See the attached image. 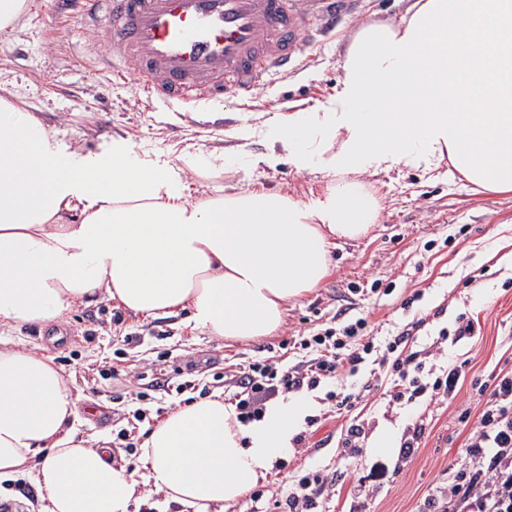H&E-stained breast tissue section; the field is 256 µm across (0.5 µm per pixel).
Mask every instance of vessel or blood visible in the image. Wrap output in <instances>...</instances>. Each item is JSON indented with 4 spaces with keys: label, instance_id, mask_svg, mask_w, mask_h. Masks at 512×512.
<instances>
[{
    "label": "vessel or blood",
    "instance_id": "1",
    "mask_svg": "<svg viewBox=\"0 0 512 512\" xmlns=\"http://www.w3.org/2000/svg\"><path fill=\"white\" fill-rule=\"evenodd\" d=\"M104 25L112 76L147 97L194 108L247 99L295 61L309 24L304 0H70Z\"/></svg>",
    "mask_w": 512,
    "mask_h": 512
}]
</instances>
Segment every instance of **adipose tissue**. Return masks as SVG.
<instances>
[{
    "label": "adipose tissue",
    "mask_w": 512,
    "mask_h": 512,
    "mask_svg": "<svg viewBox=\"0 0 512 512\" xmlns=\"http://www.w3.org/2000/svg\"><path fill=\"white\" fill-rule=\"evenodd\" d=\"M341 69L334 106L267 122L264 163L323 164L328 179L306 201L195 196L189 175L223 171V155L177 166L119 137L69 152L0 96V326H54L101 296L144 317L189 311L227 340L271 336L325 278L334 240L380 218V199L336 173L446 161L485 191L512 192V0H408L398 19L360 28ZM303 411L276 403L249 427L218 398L169 413L142 444L154 489L194 512H229ZM75 414L50 356L0 342V478L35 468L50 512H128L136 482L107 448L65 432Z\"/></svg>",
    "instance_id": "ef3b65f1"
}]
</instances>
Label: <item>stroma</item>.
Listing matches in <instances>:
<instances>
[{"label":"stroma","mask_w":512,"mask_h":512,"mask_svg":"<svg viewBox=\"0 0 512 512\" xmlns=\"http://www.w3.org/2000/svg\"><path fill=\"white\" fill-rule=\"evenodd\" d=\"M405 7L404 0H344L329 26L313 14L294 73L271 77L268 88L250 101L231 98L221 106L176 112L147 98L132 81L106 74L100 63L102 31L73 21L57 0H29L20 26L0 34V90L17 94L23 109L58 130L69 146L95 150L121 137L139 155L177 165L190 154L221 153L228 159L223 172L198 174L195 188L208 192L233 186L305 199L322 185L320 167L302 172L287 162L269 167L261 160L266 139L240 140L238 129L263 127L275 111L286 115L335 101L342 60L360 26L390 22ZM360 179L383 202L379 224L367 236L331 248L328 274L289 304L276 335L230 342L193 328L186 311L146 318L105 300L75 307L56 326H1L0 339L49 354L71 376L76 414L67 430L78 440H108L114 464L138 482L147 473L140 447L163 416L191 400L231 398L225 374L254 361L276 355L284 365H294L297 357L283 349L284 341L363 318L382 344L403 330L409 333V351L441 342L444 362L466 365L455 397L444 401L391 402L389 376L370 359L344 382L355 400L348 413L332 412L330 383L280 394V401L306 404L299 429L309 439L306 447L283 451L263 481L284 492L305 471L336 474L334 496L321 497L316 512H350L355 480L376 468L380 475L362 512H425L430 488L447 484L449 474L471 465L469 429L458 417L465 411L480 414L475 384L512 372V263L505 259L512 253V193L490 194L462 176H449L447 167L430 170L421 163L369 171ZM377 279L388 283V290L371 292ZM462 314L475 320V336L441 340V332L454 330ZM114 369L124 374L149 370L186 389L181 394L156 390L139 401L110 380ZM139 407L151 416L140 423L134 448L127 449L117 437L119 422ZM354 421L365 426L367 435L352 451L344 449L343 440ZM417 421L424 422L425 433L414 454L401 458V437ZM383 435L390 437L389 447H378Z\"/></svg>","instance_id":"obj_1"}]
</instances>
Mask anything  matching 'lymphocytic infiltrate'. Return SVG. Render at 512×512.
<instances>
[{"label": "lymphocytic infiltrate", "mask_w": 512, "mask_h": 512, "mask_svg": "<svg viewBox=\"0 0 512 512\" xmlns=\"http://www.w3.org/2000/svg\"><path fill=\"white\" fill-rule=\"evenodd\" d=\"M366 319L359 318L339 328H320L295 340V349L309 352V359L286 367L280 361L249 364L242 375H228L233 401L241 424L260 420L268 399L278 393L304 388L313 390L342 373L356 374L366 356L376 350L367 332ZM405 334H397L385 347L392 355L395 376L393 401L412 402L426 397L444 400L454 395L462 375L458 366L441 369L435 378L425 374L427 359L437 357L436 349L401 352ZM485 405L467 439L472 466L449 475L447 491H433L431 512H445L454 503L458 512H512V375L494 377L480 385ZM335 477L319 472L301 475L293 492L274 500L279 512H313L320 496L334 489Z\"/></svg>", "instance_id": "obj_1"}]
</instances>
